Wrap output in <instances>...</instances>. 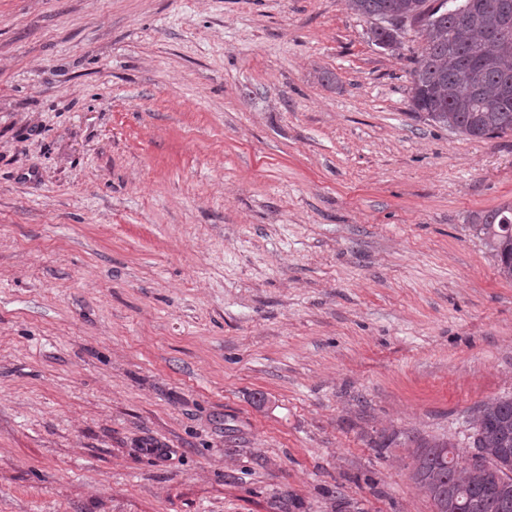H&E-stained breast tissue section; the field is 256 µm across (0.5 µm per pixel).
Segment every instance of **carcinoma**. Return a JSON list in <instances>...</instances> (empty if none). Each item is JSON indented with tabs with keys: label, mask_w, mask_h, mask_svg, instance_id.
Masks as SVG:
<instances>
[{
	"label": "carcinoma",
	"mask_w": 512,
	"mask_h": 512,
	"mask_svg": "<svg viewBox=\"0 0 512 512\" xmlns=\"http://www.w3.org/2000/svg\"><path fill=\"white\" fill-rule=\"evenodd\" d=\"M356 14L422 26L424 43L413 56L411 111L461 135L492 139L512 134V0H349ZM401 28L371 29L374 42L392 49ZM477 226L512 279V203L477 217ZM474 447L482 462L469 464L448 440L424 441L413 452L411 479L434 512H512V398L492 397L473 412Z\"/></svg>",
	"instance_id": "cac0c4a2"
}]
</instances>
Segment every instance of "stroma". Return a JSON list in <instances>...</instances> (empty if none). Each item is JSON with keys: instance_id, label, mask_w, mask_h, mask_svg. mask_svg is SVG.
<instances>
[{"instance_id": "obj_1", "label": "stroma", "mask_w": 512, "mask_h": 512, "mask_svg": "<svg viewBox=\"0 0 512 512\" xmlns=\"http://www.w3.org/2000/svg\"><path fill=\"white\" fill-rule=\"evenodd\" d=\"M421 43L0 0V512H433L417 444L512 397V135L412 113ZM477 226L497 260L498 272L512 279V203L477 217Z\"/></svg>"}]
</instances>
